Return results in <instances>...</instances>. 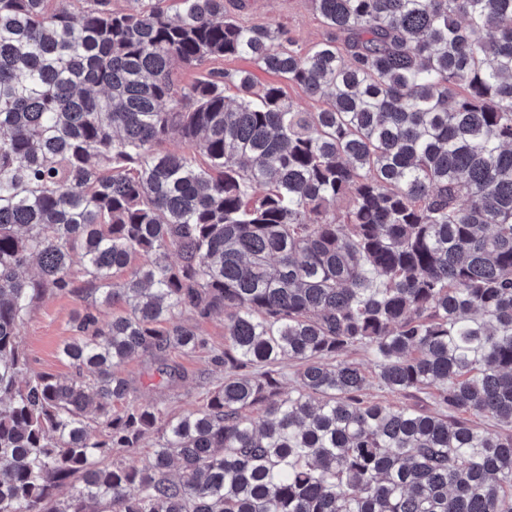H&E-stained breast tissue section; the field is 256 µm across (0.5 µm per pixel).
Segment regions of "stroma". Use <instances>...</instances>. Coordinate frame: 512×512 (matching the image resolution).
Masks as SVG:
<instances>
[{
    "label": "stroma",
    "mask_w": 512,
    "mask_h": 512,
    "mask_svg": "<svg viewBox=\"0 0 512 512\" xmlns=\"http://www.w3.org/2000/svg\"><path fill=\"white\" fill-rule=\"evenodd\" d=\"M230 12L249 25L278 23L305 47L320 42L326 36V29L317 16L311 0H246L245 7L234 6ZM213 66L217 69L250 72L256 86L259 87L281 86L287 96L299 100L301 106L308 111H318L322 106L321 101L303 97L295 86L285 84L279 75L262 69L250 59L227 57L214 61ZM84 306L81 297L68 294L48 293L35 300L18 336L30 373L51 374L59 378L69 375L70 369L60 356V347L71 336V322ZM200 330L206 340L203 349L192 354L179 351L170 354L171 360L178 363L185 372L184 379L172 387L161 389L151 386L149 376L154 365L148 356H135L124 365L123 373L130 381L131 404L160 403L172 416L183 415L200 405L207 389L222 381L224 377L223 369L211 363L214 351L224 346L223 316H214L201 325ZM345 358L370 374L371 380L364 392L366 400L392 407L433 409L434 402L430 391L395 392L386 389L375 380L377 367L368 349L352 348L346 353Z\"/></svg>",
    "instance_id": "stroma-1"
}]
</instances>
